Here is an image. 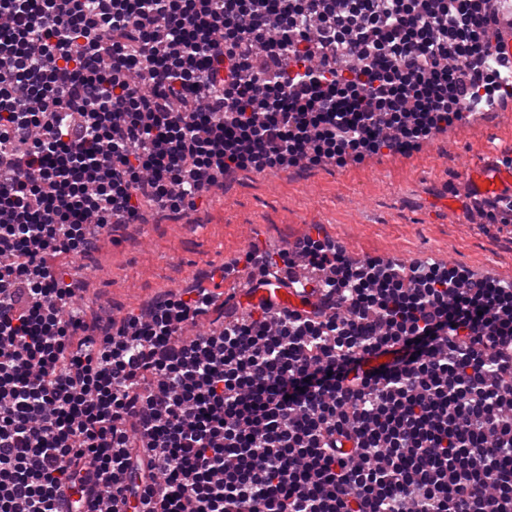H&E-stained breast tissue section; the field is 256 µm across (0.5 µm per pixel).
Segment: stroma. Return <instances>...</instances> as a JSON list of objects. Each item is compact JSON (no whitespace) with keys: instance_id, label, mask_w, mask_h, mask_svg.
I'll return each instance as SVG.
<instances>
[{"instance_id":"stroma-1","label":"stroma","mask_w":512,"mask_h":512,"mask_svg":"<svg viewBox=\"0 0 512 512\" xmlns=\"http://www.w3.org/2000/svg\"><path fill=\"white\" fill-rule=\"evenodd\" d=\"M509 154L512 111L483 112L407 155L237 172L195 209L113 225L97 252L58 262L80 283L76 303L90 314L101 306L132 313L151 297L192 286L201 269L316 230L359 261L423 258L510 283L512 223H490L460 180L471 160Z\"/></svg>"}]
</instances>
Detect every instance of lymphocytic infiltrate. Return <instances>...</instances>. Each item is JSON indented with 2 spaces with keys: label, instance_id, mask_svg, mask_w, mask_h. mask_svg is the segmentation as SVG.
Wrapping results in <instances>:
<instances>
[{
  "label": "lymphocytic infiltrate",
  "instance_id": "obj_1",
  "mask_svg": "<svg viewBox=\"0 0 512 512\" xmlns=\"http://www.w3.org/2000/svg\"><path fill=\"white\" fill-rule=\"evenodd\" d=\"M495 2L0 0V512H512V286L308 236L102 322L55 263L512 97ZM300 260L308 309L186 335Z\"/></svg>",
  "mask_w": 512,
  "mask_h": 512
}]
</instances>
